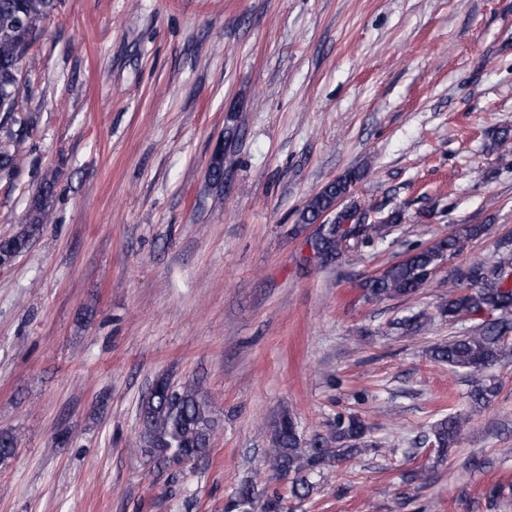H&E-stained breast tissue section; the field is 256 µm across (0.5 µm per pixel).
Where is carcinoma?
Here are the masks:
<instances>
[{"label":"carcinoma","instance_id":"carcinoma-1","mask_svg":"<svg viewBox=\"0 0 512 512\" xmlns=\"http://www.w3.org/2000/svg\"><path fill=\"white\" fill-rule=\"evenodd\" d=\"M57 0H0V127L5 138L0 140V173L15 171L23 160L24 143L34 127V117L19 112V93L23 81L22 62L42 32L43 23L56 10ZM364 177L361 170H347L327 183L305 204L301 224L311 226L334 210L347 198L351 188ZM209 179L216 188L224 185V156L214 154ZM53 173L43 176L32 199L31 223L22 231L0 238V266L10 265L30 245L42 225L50 221L46 209L48 197L54 193ZM362 209L356 205L336 214V223L319 224L308 239L314 256L332 263L340 256L337 240L340 222L356 216ZM385 226L357 224L349 229L356 239L381 235ZM484 232L481 225H468L452 232L433 245L410 252L403 260L386 266L379 274L362 284L371 298L414 296L428 276L445 259L461 252L463 243ZM440 316L455 321L458 315L481 316L498 312L512 314V255L506 254L493 264L472 262L448 268V294L437 306ZM504 328L496 324H480L471 333L454 336L432 345L431 358L446 363L454 370H465L478 378L472 381L470 397L480 405L495 394L479 374L512 354L504 339ZM140 439L137 451L167 460L171 455L198 459L208 452L218 419L211 396L194 380L171 387L154 386L152 395L140 407ZM466 425L458 413L445 417L433 426L431 443L439 451L454 444ZM273 455L268 470L279 479H287L291 496L304 499L315 488V477L323 466L341 461L362 451L367 432L365 423L355 415L338 417L333 432L327 437L304 440L297 423L283 413L270 424ZM263 478L256 473L253 480L241 485L227 512H251L255 488Z\"/></svg>","mask_w":512,"mask_h":512}]
</instances>
